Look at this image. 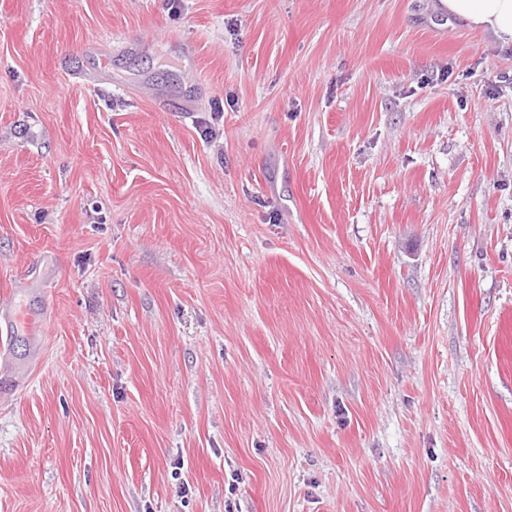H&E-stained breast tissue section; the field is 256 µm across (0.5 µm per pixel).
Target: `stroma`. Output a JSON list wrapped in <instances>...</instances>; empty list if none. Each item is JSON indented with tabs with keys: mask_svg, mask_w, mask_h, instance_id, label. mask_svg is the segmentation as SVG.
Returning <instances> with one entry per match:
<instances>
[{
	"mask_svg": "<svg viewBox=\"0 0 512 512\" xmlns=\"http://www.w3.org/2000/svg\"><path fill=\"white\" fill-rule=\"evenodd\" d=\"M0 512H512V47L439 0H0ZM39 322V314L33 311L22 301L11 303L8 312L4 316V325L7 333L22 327L32 332Z\"/></svg>",
	"mask_w": 512,
	"mask_h": 512,
	"instance_id": "1",
	"label": "stroma"
}]
</instances>
